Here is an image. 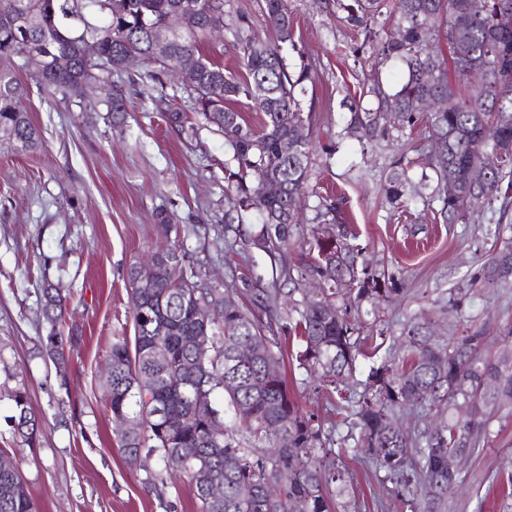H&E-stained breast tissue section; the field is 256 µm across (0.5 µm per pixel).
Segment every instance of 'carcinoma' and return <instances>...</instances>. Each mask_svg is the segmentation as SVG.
I'll use <instances>...</instances> for the list:
<instances>
[{"label": "carcinoma", "instance_id": "obj_1", "mask_svg": "<svg viewBox=\"0 0 512 512\" xmlns=\"http://www.w3.org/2000/svg\"><path fill=\"white\" fill-rule=\"evenodd\" d=\"M475 2L333 0L336 12L343 13L340 21L364 34L373 54L398 59L405 68L396 89L378 82L369 88L374 107L350 104L344 134L374 143L424 125L425 138L406 140L407 150L392 162L385 196L405 209H430L437 202V214L448 224H465L497 202L502 211L512 204V0H485L480 10ZM229 7L230 0H0V60L11 59L9 48L15 34H21L30 41L35 61H23L18 68L33 70L45 89L71 98L124 69L127 56L135 52L144 64L137 74L144 105L181 57H195L199 65L183 80L193 112L224 134L237 163L235 170L225 168V229L244 223L243 213L256 212L258 223L246 231L247 242L276 259L295 245L294 231L302 218L295 202L302 199L310 176L312 146L297 127L305 122L300 97L307 93L313 68L303 64L288 71L282 54L283 45L293 43L288 0H263V15L276 35L273 43L255 34L248 14ZM178 9L187 11L184 26L169 34L166 55L156 56L155 35L167 29L169 15ZM385 13L398 20L397 40L377 39L374 24ZM217 26L231 36L229 43L239 51L247 77L224 74V65L201 49ZM441 31L448 59L433 38ZM87 40L97 43L100 55L91 65L81 59ZM461 50L483 73V83L469 84L458 68ZM24 94L14 72L0 69V143L20 152L34 149L39 140L22 106ZM244 101L262 113L261 130H253L235 107ZM128 104L123 85L112 86V98L104 100L119 123ZM167 121L180 132L194 130L178 107L167 113ZM409 152L429 160L432 174L421 173V179L433 183L428 196L412 192ZM476 168L486 170L481 182L471 178ZM266 181L279 184L280 192H263ZM312 211L309 254L297 265L283 262L279 268V278L290 289L288 308L277 319L296 330L298 368L337 394L341 420L334 426H346V434L336 438L314 425L288 390L279 337L272 323L255 314L257 309L278 311L283 289L265 287L259 274L244 289L249 304L237 292L206 284L199 293L204 302L197 305L178 288L183 255L167 246L154 253L151 281L140 282L135 266L129 271L134 347L120 337L112 342V418L118 426L125 420L143 421L118 439L119 448L125 455L147 447L162 459L173 453L188 458L191 470L183 476L199 512H294L298 500L307 503V512H336L337 497L347 488L346 471L316 454L318 449L331 452L328 445L334 443L337 455L384 473V480L401 488L399 496L406 503L422 501L433 512L461 480V472H448V453L474 455L480 441H490L493 409L512 405V322L499 329L501 347L490 355L484 327L467 326L441 342L431 336L430 322L415 316L400 333L399 346L409 350L408 358L398 362L386 356L370 369L359 398L343 396V377L365 355L360 342L363 305L375 307L401 289L393 274L364 261L338 201L320 196ZM494 236L497 248L471 278L473 284L512 282V224L495 225ZM310 280L323 284L319 295L294 298ZM66 305L62 289H43V313L50 323L62 321ZM194 336L212 339L203 368L197 365ZM78 341L74 332L46 337L47 354L62 378ZM242 343L254 344L258 355L237 365L232 350ZM143 376L154 378L144 391L138 385ZM11 401L13 414L7 420L13 436L23 447H37L41 429L26 390L12 391ZM226 405L233 410L232 427L217 437L214 427L224 423ZM149 406L166 414L146 421ZM411 407L438 414L439 425L415 437L405 432L395 416ZM275 420L285 429L274 430ZM196 472L223 483L224 498L209 499L194 480ZM0 512H35L17 470L0 471Z\"/></svg>", "mask_w": 512, "mask_h": 512}]
</instances>
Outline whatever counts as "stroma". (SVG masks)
Wrapping results in <instances>:
<instances>
[{"label": "stroma", "instance_id": "1", "mask_svg": "<svg viewBox=\"0 0 512 512\" xmlns=\"http://www.w3.org/2000/svg\"><path fill=\"white\" fill-rule=\"evenodd\" d=\"M288 5L297 44L286 54L288 69L298 70L305 57L317 66L301 102L311 116L307 193L340 197L342 216L367 259L394 272L404 287L379 309L363 307L362 319L390 344L424 310L436 335L449 336V290L487 260L496 244L488 230L500 221L512 224V210L445 224L430 212L391 209L383 184L402 142L362 144L340 132L347 102L376 81L396 86L402 63L371 59L362 36L340 24L324 0ZM16 76L42 140L27 152L0 144V456L15 461L37 512H198L187 483L156 454H144L137 468L127 463L106 409L104 377L113 339L135 336L127 273L163 242L184 253L190 284L241 289L258 271L272 281L268 255L224 242V163L232 152L215 126L201 121L187 135L167 123L170 106L191 104L173 77H165L163 92L147 106H130L116 124L100 104L106 85L89 88L82 104L46 90L31 71ZM161 211L172 219L165 237L158 231ZM47 282L64 289L63 325L80 338L64 381L44 350ZM458 314L461 324L497 332L512 316V284L469 289ZM279 336L290 392L304 414L330 427L336 414L326 393L295 376L298 339L286 328ZM17 388L26 390L41 425L40 445L32 450L8 432V394ZM344 467L353 482L337 512H375L379 496L387 512H403L392 484H379L354 460ZM462 477L441 512H512V406L494 418L490 442L463 465Z\"/></svg>", "mask_w": 512, "mask_h": 512}]
</instances>
